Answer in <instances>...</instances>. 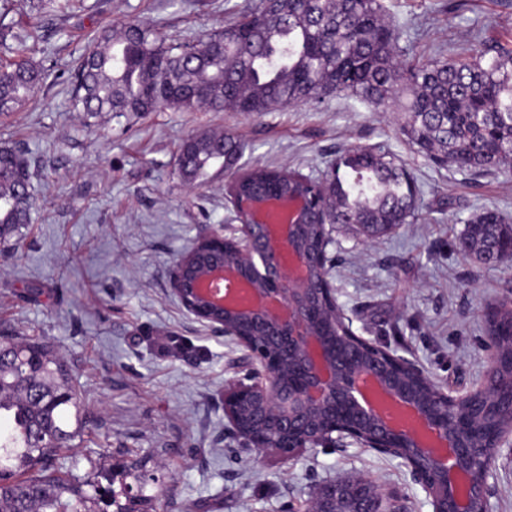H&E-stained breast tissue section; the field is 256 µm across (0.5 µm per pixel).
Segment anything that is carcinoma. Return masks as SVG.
Masks as SVG:
<instances>
[{
    "instance_id": "1",
    "label": "carcinoma",
    "mask_w": 512,
    "mask_h": 512,
    "mask_svg": "<svg viewBox=\"0 0 512 512\" xmlns=\"http://www.w3.org/2000/svg\"><path fill=\"white\" fill-rule=\"evenodd\" d=\"M381 0H278L238 16L202 40L203 49L168 42L154 29L126 25L118 35L104 29L72 76L73 107L90 118L104 113L253 112L260 105H299L346 95L393 102L405 113L404 129L419 151L440 166L471 173L512 167V49L494 46L477 57L417 60L400 46V30L384 21ZM42 71L25 59H0V114L29 100ZM237 139L200 134L180 146L177 177L205 184L211 170L237 168ZM30 163L15 147L0 145V240L31 222L33 196L21 193ZM301 173L272 177L253 168L236 183L247 192L275 186L303 188ZM420 191L411 172L388 153L353 147L336 159L329 198L337 224H355L367 238L385 235L416 218ZM512 243V219L484 210L468 220L457 249L480 263L501 262ZM485 319L496 340L497 361L488 392L512 383V306L502 303ZM0 512H92L87 482L63 471L60 451L81 433L80 396L60 356L43 342L16 341L0 330ZM348 361L379 357L377 348H342ZM75 428H70V420ZM501 417L477 422L476 440L486 449L473 478L490 466ZM115 512H149L134 496Z\"/></svg>"
}]
</instances>
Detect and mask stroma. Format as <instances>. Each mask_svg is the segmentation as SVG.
<instances>
[{
	"label": "stroma",
	"instance_id": "1",
	"mask_svg": "<svg viewBox=\"0 0 512 512\" xmlns=\"http://www.w3.org/2000/svg\"><path fill=\"white\" fill-rule=\"evenodd\" d=\"M415 54L479 53L512 46V0H383ZM259 0H83L38 14L37 0H0V34L38 20L27 59L43 72L37 94L0 115V143L34 171L35 210L0 242V326L39 337L63 356L82 395L75 472L125 496L131 465L156 512H310L321 486L365 480L395 512H432L400 460L355 445L306 448L293 458L243 446L224 414V388L246 354L193 319L171 290V262L200 232L237 226L224 175L187 186L176 175L181 143L229 133L245 166L308 176L338 154L379 148L403 162L421 190L414 224L367 241L334 225L329 279L354 331L416 362L448 393L479 387L491 352L483 309L512 300V261L484 266L457 251L467 219L490 208L512 217V172L441 168L417 151L393 109L355 97L254 112L104 115L87 126L70 104L68 77L93 35L131 20L194 41ZM488 512H512V436L487 480Z\"/></svg>",
	"mask_w": 512,
	"mask_h": 512
}]
</instances>
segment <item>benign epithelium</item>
Returning a JSON list of instances; mask_svg holds the SVG:
<instances>
[{"mask_svg":"<svg viewBox=\"0 0 512 512\" xmlns=\"http://www.w3.org/2000/svg\"><path fill=\"white\" fill-rule=\"evenodd\" d=\"M329 182L327 175L306 190L230 196L237 233L202 232L172 264V291L182 307L233 338L261 368V380L227 386L224 414L240 435L239 412L253 409L261 424L294 438L295 452L349 439L384 455L399 453L433 512H472L475 500L486 499V481L463 483L458 475L482 449L398 380L421 371L390 353L386 366L344 361L313 318L317 307L322 318L336 319L327 277L333 224L320 200ZM317 217L323 239L313 249L304 243V229ZM220 277L239 286L222 301L206 291ZM339 405L360 415L358 425L315 423L316 413Z\"/></svg>","mask_w":512,"mask_h":512,"instance_id":"obj_1","label":"benign epithelium"}]
</instances>
